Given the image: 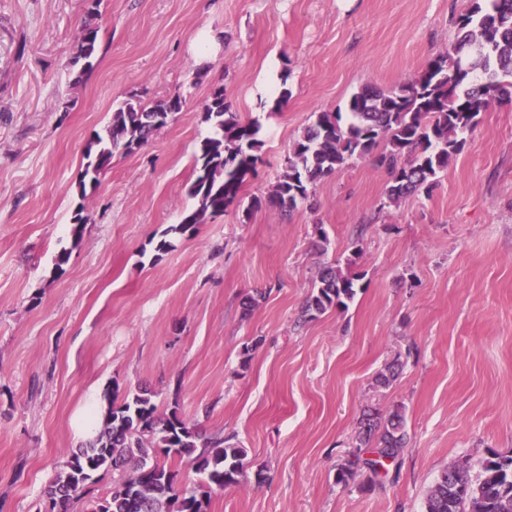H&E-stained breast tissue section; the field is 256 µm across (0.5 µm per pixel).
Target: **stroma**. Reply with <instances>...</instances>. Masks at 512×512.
I'll list each match as a JSON object with an SVG mask.
<instances>
[{"instance_id":"35a3bbf8","label":"stroma","mask_w":512,"mask_h":512,"mask_svg":"<svg viewBox=\"0 0 512 512\" xmlns=\"http://www.w3.org/2000/svg\"><path fill=\"white\" fill-rule=\"evenodd\" d=\"M88 5L0 0V512H39L64 453L82 444L76 414L114 383L148 387L161 411L264 467V483L212 492L209 512H423L442 470L475 476L488 451L512 453V104L480 114L430 192L389 202L368 157L317 182L291 214L248 208L318 113L402 84L449 50L470 0ZM88 24L99 48L82 79L72 59ZM204 31L223 45L202 66ZM274 80L289 91L279 107L264 93ZM216 86L259 124L263 162L238 204L155 256L194 205ZM132 95L183 106L78 199L87 142ZM334 260L359 274L354 300L302 318ZM396 361L400 375L380 385ZM397 407L410 438L397 463L339 482L368 455L355 441L363 413Z\"/></svg>"}]
</instances>
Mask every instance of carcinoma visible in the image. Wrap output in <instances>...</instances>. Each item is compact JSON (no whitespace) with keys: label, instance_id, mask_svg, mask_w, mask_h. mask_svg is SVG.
Instances as JSON below:
<instances>
[{"label":"carcinoma","instance_id":"carcinoma-1","mask_svg":"<svg viewBox=\"0 0 512 512\" xmlns=\"http://www.w3.org/2000/svg\"><path fill=\"white\" fill-rule=\"evenodd\" d=\"M456 25L453 53L437 55L414 77L389 90L365 87L354 93L347 104V122L339 112L318 113L293 143L288 170L274 191L263 200H251L248 209L265 204L291 212L316 182L378 147L382 151L375 164L387 176L389 201L422 188L431 190L463 150L480 114L494 102L512 103V0H472ZM97 39V28L87 25L81 31L73 64L84 63L83 75L93 68ZM181 109L179 96L151 106L133 96L122 102L110 124L85 149L77 185L80 198L97 183L114 153L142 146L165 126L156 122L158 115L172 116ZM203 120L212 135L201 141L195 155V179L189 187L195 205L164 232L156 246L161 253L171 249L169 237L189 235L206 217L240 203L242 185L260 161L259 127L231 110L224 88L211 90ZM83 209L79 206L72 217L74 246L83 236ZM358 281L359 276L343 272L338 264L320 267L302 316L347 307ZM104 400L96 436L67 454L44 491L45 512H72L80 501L91 505L90 512H209L212 489L240 485L248 478L245 449L219 434L203 436L175 409L160 413L148 390L122 394L116 383L104 391ZM357 441L371 454L396 461L408 444L402 411L397 408L383 418L365 415ZM162 457L187 461L200 481L194 487L180 486L178 471L160 461ZM359 467L377 473L373 460L358 457L340 469L339 482H347ZM110 470L118 473L112 490L94 496ZM424 512H512V455L489 452L475 479L465 467L445 469L427 495Z\"/></svg>","mask_w":512,"mask_h":512}]
</instances>
